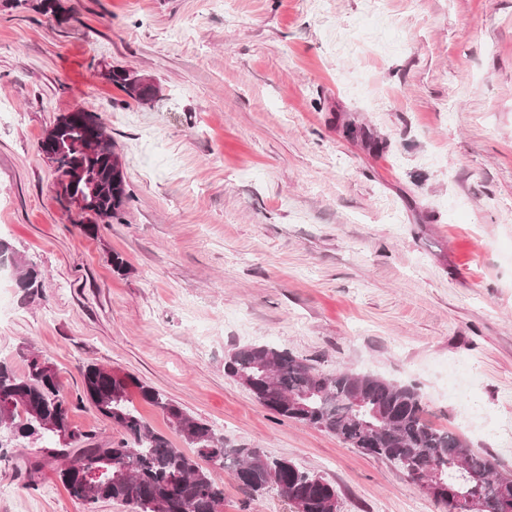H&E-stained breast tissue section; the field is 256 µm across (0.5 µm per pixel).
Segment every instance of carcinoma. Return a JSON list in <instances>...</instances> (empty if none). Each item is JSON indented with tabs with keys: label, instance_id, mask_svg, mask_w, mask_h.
<instances>
[{
	"label": "carcinoma",
	"instance_id": "cac0c4a2",
	"mask_svg": "<svg viewBox=\"0 0 512 512\" xmlns=\"http://www.w3.org/2000/svg\"><path fill=\"white\" fill-rule=\"evenodd\" d=\"M107 79L132 100L144 104L158 88L140 85L124 68ZM63 125L57 178L81 173L73 186L81 212L104 221L120 215L130 201L124 168L87 150L89 140L106 135L93 110L78 107ZM0 265L12 270L16 283L32 294L40 287L38 272L0 240ZM224 373L246 387L278 415L325 430L362 453L398 463L402 457L420 462L421 471L440 473L442 490L436 502L484 494L492 512H503L512 500V480L499 474L494 458L470 448L461 436L432 426L418 387L389 381L372 373L326 374L286 349L271 344L237 347L224 361ZM83 396L121 432L115 442H95L96 435L71 426L69 401L60 393L55 367L41 355L26 357V370L15 373L0 362V429L18 440L40 444L42 456L62 460L58 476L69 495L92 509L100 501H117L132 512H219L224 490L210 463L235 472L255 494L275 488L288 505L302 512H333L336 489L322 477L299 469L286 458L271 459L257 448L224 443L207 423L135 377L90 364L82 372ZM159 409L188 446L183 449L152 429L131 399V389ZM360 396L354 411L347 402ZM59 424L69 443L60 445L51 428Z\"/></svg>",
	"mask_w": 512,
	"mask_h": 512
}]
</instances>
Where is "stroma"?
<instances>
[{
  "label": "stroma",
  "instance_id": "1",
  "mask_svg": "<svg viewBox=\"0 0 512 512\" xmlns=\"http://www.w3.org/2000/svg\"><path fill=\"white\" fill-rule=\"evenodd\" d=\"M39 2L0 0V239L41 280H0V361L47 358L100 437L117 431L80 397L90 364L320 475L339 512H444L225 375L235 348L274 344L417 385L433 426L512 475V0H59L61 22ZM78 106L132 194L91 237L39 149ZM39 456L0 448V512H85L57 462L28 478ZM216 477L223 512H289ZM107 79L129 98L141 104H146L155 93H158L156 84L142 86L135 80L134 74L124 68L110 69Z\"/></svg>",
  "mask_w": 512,
  "mask_h": 512
}]
</instances>
